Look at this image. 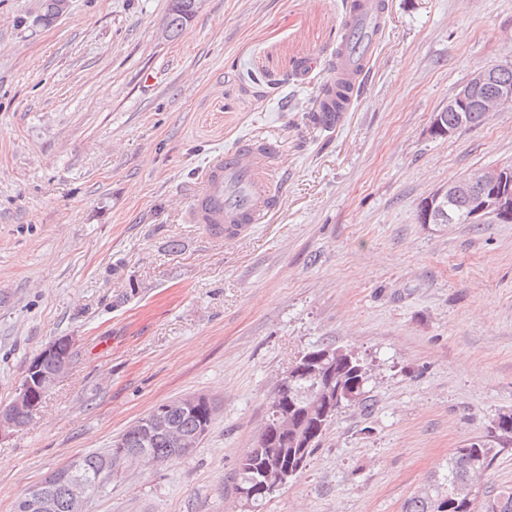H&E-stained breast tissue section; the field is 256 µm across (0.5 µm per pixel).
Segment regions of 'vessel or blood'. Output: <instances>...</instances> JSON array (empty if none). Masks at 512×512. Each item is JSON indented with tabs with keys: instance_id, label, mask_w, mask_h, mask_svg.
Segmentation results:
<instances>
[{
	"instance_id": "1",
	"label": "vessel or blood",
	"mask_w": 512,
	"mask_h": 512,
	"mask_svg": "<svg viewBox=\"0 0 512 512\" xmlns=\"http://www.w3.org/2000/svg\"><path fill=\"white\" fill-rule=\"evenodd\" d=\"M387 0H350L337 47L336 67L321 89V102L335 108L336 87L357 89L377 47ZM275 148L246 140L208 164L190 207L192 223L222 236L223 225L264 223L277 201Z\"/></svg>"
}]
</instances>
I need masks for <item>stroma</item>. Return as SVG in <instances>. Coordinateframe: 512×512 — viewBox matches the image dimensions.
Segmentation results:
<instances>
[{"instance_id": "stroma-1", "label": "stroma", "mask_w": 512, "mask_h": 512, "mask_svg": "<svg viewBox=\"0 0 512 512\" xmlns=\"http://www.w3.org/2000/svg\"><path fill=\"white\" fill-rule=\"evenodd\" d=\"M349 0H0V409L52 340L68 371L0 440V512L156 406L220 410L192 455L110 477L87 512H240L236 474L278 376L319 344L372 367L263 512H402L512 412V224H421V200L512 165V105L427 133L473 70L512 63V0H388L349 112L307 117ZM159 74L150 85L146 75ZM277 143L279 205L239 238L188 210L207 159ZM138 289L117 303L127 280ZM195 0H171V4L164 22L166 38H178L197 15ZM164 29L161 35L165 36Z\"/></svg>"}]
</instances>
